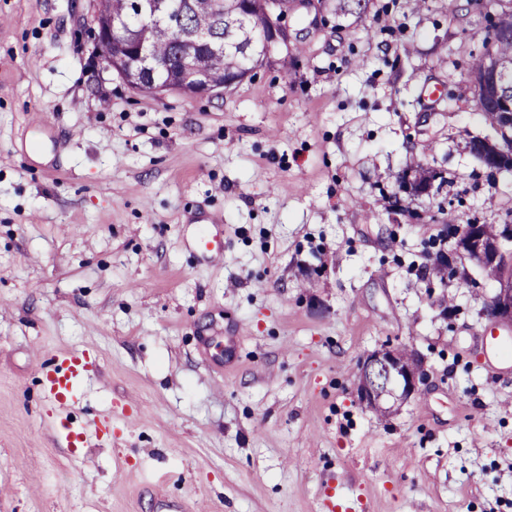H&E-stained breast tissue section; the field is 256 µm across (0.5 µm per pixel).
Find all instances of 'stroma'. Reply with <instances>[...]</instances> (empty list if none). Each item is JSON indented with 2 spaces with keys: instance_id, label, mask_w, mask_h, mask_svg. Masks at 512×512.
I'll return each mask as SVG.
<instances>
[{
  "instance_id": "stroma-1",
  "label": "stroma",
  "mask_w": 512,
  "mask_h": 512,
  "mask_svg": "<svg viewBox=\"0 0 512 512\" xmlns=\"http://www.w3.org/2000/svg\"><path fill=\"white\" fill-rule=\"evenodd\" d=\"M93 11L0 0V512H512L498 284L431 272L448 212L512 224V173L467 148L495 134L483 14L317 0L252 78L186 97L90 72ZM384 347L424 369L385 414L356 388ZM69 349L96 364L65 409L39 369Z\"/></svg>"
}]
</instances>
